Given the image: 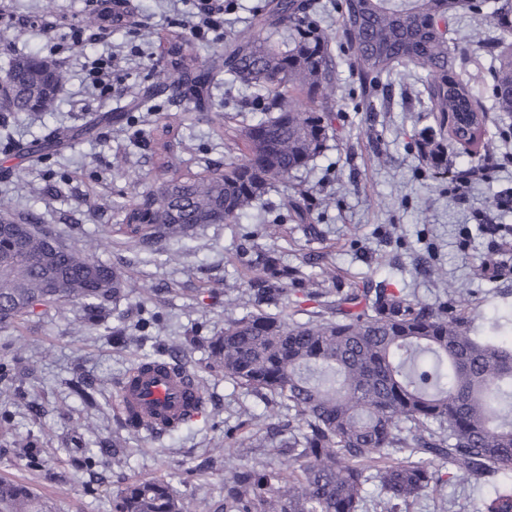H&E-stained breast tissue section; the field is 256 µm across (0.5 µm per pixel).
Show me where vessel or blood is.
I'll list each match as a JSON object with an SVG mask.
<instances>
[{"label": "vessel or blood", "mask_w": 512, "mask_h": 512, "mask_svg": "<svg viewBox=\"0 0 512 512\" xmlns=\"http://www.w3.org/2000/svg\"><path fill=\"white\" fill-rule=\"evenodd\" d=\"M203 399L200 388L183 373L159 362L130 373L119 405L126 421L158 431L180 422Z\"/></svg>", "instance_id": "vessel-or-blood-1"}]
</instances>
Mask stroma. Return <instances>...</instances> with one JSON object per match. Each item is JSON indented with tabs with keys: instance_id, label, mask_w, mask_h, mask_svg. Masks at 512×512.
<instances>
[{
	"instance_id": "35a3bbf8",
	"label": "stroma",
	"mask_w": 512,
	"mask_h": 512,
	"mask_svg": "<svg viewBox=\"0 0 512 512\" xmlns=\"http://www.w3.org/2000/svg\"><path fill=\"white\" fill-rule=\"evenodd\" d=\"M197 0H127L123 25L103 40L74 44L51 37L62 22L88 25L101 10L96 0H0L13 16L0 24V68L35 54L62 70L66 80L55 109L0 112V194L11 216H33L71 247L119 266L128 283L95 325L69 303L19 323L0 325V365L12 377L0 382V477L30 486L50 512H112V492L124 480L162 477L177 493L193 497L196 512H215L225 481L244 464L287 469L288 456L258 448L239 430L281 420L278 406L264 404L210 365L207 341L226 321L255 312L242 260L276 252L288 266L323 289L358 285L402 288L422 303L452 296L466 307L487 336L512 338V253L493 257L490 235L477 215L512 229V211L496 207L500 191L512 187V160L493 180L475 184L467 200L449 189L450 171L480 165L500 155L512 114L496 111L491 97L492 55L474 51L470 36L481 17L466 9L452 15L458 44L457 68L486 110L489 135L476 156L448 145L447 174L418 155L416 142L430 125L420 76L393 78L375 94L363 90L348 65H340L335 121L326 147L283 183L272 188L252 215L235 224H205L159 251H144L117 230L119 204L132 203L154 182L149 145L154 126L178 121L193 101L160 94L147 99L165 61L160 38L173 35V20L190 18ZM117 55L108 92L85 80L99 57ZM214 107L180 126L178 156L223 166L224 144L213 127L255 118L248 91L219 84ZM375 111H368V104ZM114 112L127 121H111ZM62 144L38 159L28 150L50 131ZM306 207L299 221L288 199ZM497 269L484 271L487 261ZM336 279L325 278V268ZM151 320L144 344L117 343V330ZM180 350L185 365L203 381L206 408L180 430L160 436L121 428L118 384L144 359ZM92 385L91 399L72 388L75 378ZM125 448L121 464L105 456L111 445ZM494 494L492 483L461 476L412 503L408 512H481Z\"/></svg>"
}]
</instances>
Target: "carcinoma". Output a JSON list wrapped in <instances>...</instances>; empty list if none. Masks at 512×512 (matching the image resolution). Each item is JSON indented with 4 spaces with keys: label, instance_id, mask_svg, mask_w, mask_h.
Segmentation results:
<instances>
[{
    "label": "carcinoma",
    "instance_id": "1",
    "mask_svg": "<svg viewBox=\"0 0 512 512\" xmlns=\"http://www.w3.org/2000/svg\"><path fill=\"white\" fill-rule=\"evenodd\" d=\"M460 0H342L341 32L352 51L349 66L377 88L397 68L426 73L424 92L438 127L427 126L420 155L448 170L445 136L469 143L485 136V113L454 67L448 16ZM332 37L315 0H268L263 12L224 44L225 80L251 89L263 102L257 120L230 133L219 127L229 157L212 175L172 174L174 125L151 133L159 184L121 208L118 232L153 250L203 224L237 221L262 197L306 167L326 147L335 120L328 103L336 91ZM196 46L175 39L167 50L164 82L207 111L210 71L197 70ZM21 56L1 74L11 77L17 112L32 98L53 110L55 94L40 88ZM494 102L512 114V43L494 58ZM318 99L319 112H300L288 96ZM51 230L30 231L23 253L0 272V325L61 303L81 306L95 320L126 281L115 265L75 249L51 253ZM263 274L249 279L255 301L274 303L299 271L274 253ZM56 277V289L46 287ZM330 317L288 322L274 313H248L208 340L224 377L266 402L294 411L270 424L260 445L288 449V473L244 465L224 482L220 512H360L365 487L378 482L380 512H401L441 480V469L496 484L483 512H512V342H499L472 325L465 308L427 305L394 288L362 286L325 302ZM0 512H48L27 485L0 478ZM112 512H194L163 478L131 479L112 492Z\"/></svg>",
    "mask_w": 512,
    "mask_h": 512
}]
</instances>
